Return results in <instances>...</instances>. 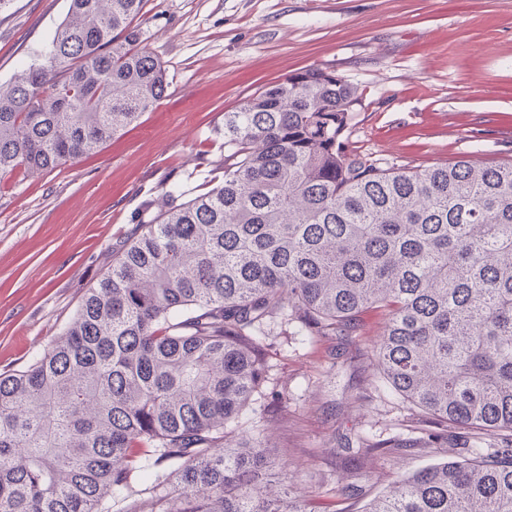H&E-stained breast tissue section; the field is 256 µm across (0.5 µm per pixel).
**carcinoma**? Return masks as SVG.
Masks as SVG:
<instances>
[{"label": "carcinoma", "mask_w": 512, "mask_h": 512, "mask_svg": "<svg viewBox=\"0 0 512 512\" xmlns=\"http://www.w3.org/2000/svg\"><path fill=\"white\" fill-rule=\"evenodd\" d=\"M146 0H70L0 85V179L96 152L166 96L133 25ZM360 89L312 67L224 113V174L120 246L64 333L0 374V512H105L144 463L176 488L126 512H316L239 437L280 322L303 335L383 312L388 388L487 452L399 477L364 512H512V159L384 167L349 149Z\"/></svg>", "instance_id": "cac0c4a2"}]
</instances>
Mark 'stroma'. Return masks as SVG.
<instances>
[{
	"label": "stroma",
	"mask_w": 512,
	"mask_h": 512,
	"mask_svg": "<svg viewBox=\"0 0 512 512\" xmlns=\"http://www.w3.org/2000/svg\"><path fill=\"white\" fill-rule=\"evenodd\" d=\"M69 0L0 9V83L48 42ZM138 26L165 65V98L98 152L0 183V374L25 369L74 316L112 253L165 203L221 177L224 114L263 85L321 67L363 92L349 147L407 167L512 158V0H147ZM383 314L352 335L266 337L268 382L240 419L292 492L362 512L402 474L467 457L456 428L428 441L423 414L379 380ZM402 442L364 454L363 440ZM353 486L341 499L339 484Z\"/></svg>",
	"instance_id": "obj_1"
}]
</instances>
